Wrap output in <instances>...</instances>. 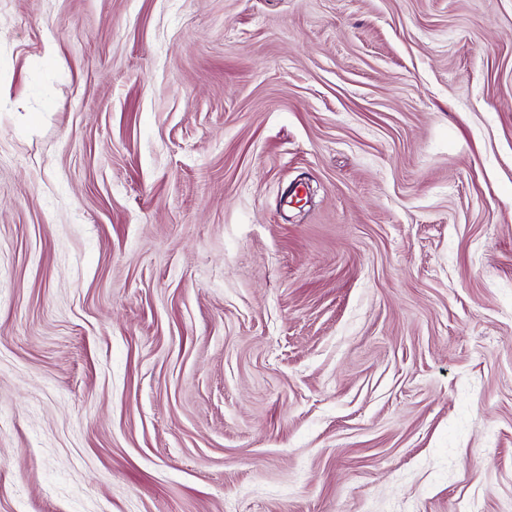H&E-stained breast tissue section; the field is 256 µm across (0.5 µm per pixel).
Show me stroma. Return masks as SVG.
<instances>
[{
	"mask_svg": "<svg viewBox=\"0 0 512 512\" xmlns=\"http://www.w3.org/2000/svg\"><path fill=\"white\" fill-rule=\"evenodd\" d=\"M0 512H512V0H0Z\"/></svg>",
	"mask_w": 512,
	"mask_h": 512,
	"instance_id": "obj_1",
	"label": "stroma"
}]
</instances>
